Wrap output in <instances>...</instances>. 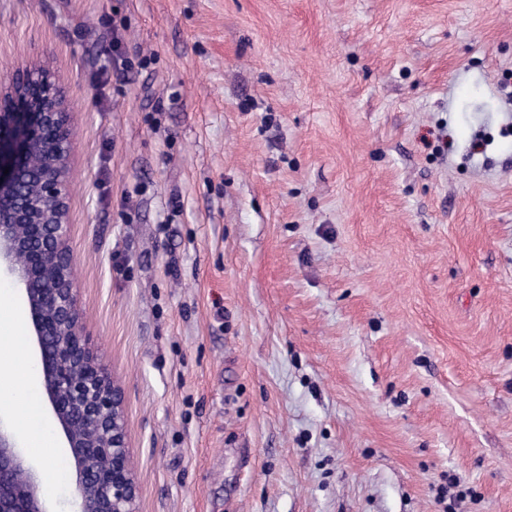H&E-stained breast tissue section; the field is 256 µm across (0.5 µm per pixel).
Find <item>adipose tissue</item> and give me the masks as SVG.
Segmentation results:
<instances>
[{"mask_svg":"<svg viewBox=\"0 0 512 512\" xmlns=\"http://www.w3.org/2000/svg\"><path fill=\"white\" fill-rule=\"evenodd\" d=\"M25 338L18 318L0 327V407L18 414L23 430L29 432L33 447L48 450V439L39 428L40 401L31 389L30 375L21 361Z\"/></svg>","mask_w":512,"mask_h":512,"instance_id":"ef3b65f1","label":"adipose tissue"}]
</instances>
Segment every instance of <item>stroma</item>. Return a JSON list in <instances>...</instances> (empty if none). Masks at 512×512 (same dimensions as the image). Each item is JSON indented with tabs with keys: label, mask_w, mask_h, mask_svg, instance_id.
<instances>
[{
	"label": "stroma",
	"mask_w": 512,
	"mask_h": 512,
	"mask_svg": "<svg viewBox=\"0 0 512 512\" xmlns=\"http://www.w3.org/2000/svg\"><path fill=\"white\" fill-rule=\"evenodd\" d=\"M32 56L139 512H512V0H0Z\"/></svg>",
	"instance_id": "obj_1"
}]
</instances>
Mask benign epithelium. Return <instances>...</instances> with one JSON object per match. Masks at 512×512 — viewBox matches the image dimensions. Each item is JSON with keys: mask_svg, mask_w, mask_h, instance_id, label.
I'll list each match as a JSON object with an SVG mask.
<instances>
[{"mask_svg": "<svg viewBox=\"0 0 512 512\" xmlns=\"http://www.w3.org/2000/svg\"><path fill=\"white\" fill-rule=\"evenodd\" d=\"M75 130L36 59L0 79V269L23 291L38 376L74 472V512H138L122 392L82 322L70 248ZM0 512H55L42 473L0 424Z\"/></svg>", "mask_w": 512, "mask_h": 512, "instance_id": "benign-epithelium-1", "label": "benign epithelium"}]
</instances>
